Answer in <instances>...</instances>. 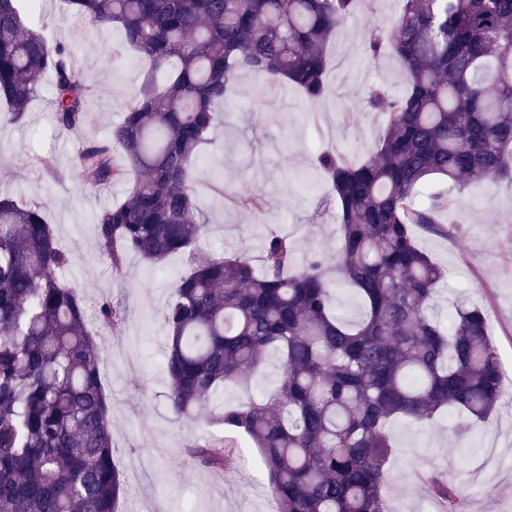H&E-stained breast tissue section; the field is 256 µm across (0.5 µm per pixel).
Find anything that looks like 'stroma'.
<instances>
[{
    "instance_id": "1",
    "label": "stroma",
    "mask_w": 512,
    "mask_h": 512,
    "mask_svg": "<svg viewBox=\"0 0 512 512\" xmlns=\"http://www.w3.org/2000/svg\"><path fill=\"white\" fill-rule=\"evenodd\" d=\"M398 0H362L337 29L327 50V95L317 102L276 87L259 97L261 81L241 73L230 85L214 131L215 143L198 162L197 204L210 224L193 253L164 265L128 256L121 274L98 254L94 217L122 200L123 184L87 189L75 164L78 149L107 138L148 75L133 50L121 49L118 29H98L63 11L61 0L28 5L31 23L72 48V63L92 92L78 131L61 132L54 88L45 81L24 119L0 113V194L40 206L58 244L73 254L64 271L86 301L87 326L105 346L102 382L111 396L115 460L127 481L119 512H277L258 448L245 436L206 420L177 418L167 402L163 315L192 260L238 252L260 261L269 229L287 233L299 259L339 248V208L330 184L313 176L314 159L332 149L363 162L373 159L387 123L368 104L372 89L397 95L406 79L397 60L365 51L369 29L387 25ZM258 193L261 213L241 208L239 195ZM422 199L437 204L444 233L420 244L447 271L438 290L442 321L452 316L456 291L468 288L487 313L502 365L512 364V173L458 193L435 179ZM111 300L123 318L102 325L99 305ZM388 465L386 512H444L420 481L437 472L459 488L468 512H512V391L484 424L459 428L451 418L433 426L396 424ZM234 444L224 469L188 460L189 445L213 438Z\"/></svg>"
}]
</instances>
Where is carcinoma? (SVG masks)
<instances>
[{
	"instance_id": "obj_1",
	"label": "carcinoma",
	"mask_w": 512,
	"mask_h": 512,
	"mask_svg": "<svg viewBox=\"0 0 512 512\" xmlns=\"http://www.w3.org/2000/svg\"><path fill=\"white\" fill-rule=\"evenodd\" d=\"M389 29L366 49L394 57L409 81L401 96L370 103L388 121L376 159L327 151L317 169L340 206L336 286L360 305L334 311L329 262L298 264L293 241L272 232L261 265L241 253L193 263L164 314V372L175 415L207 418L259 448L278 512H385L397 421L429 425L455 410L486 422L505 379L484 311L457 303L451 326L434 312L445 270L418 243L440 232L420 202L432 177L459 192L512 167V0H398ZM360 0H64L94 27L116 26L154 71L105 141L82 146L86 187L126 184L96 216L97 248L116 274L128 255L162 265L194 250L207 220L195 202L200 147L239 73L290 84L309 101L327 93L330 38ZM54 81L62 131L86 121L89 88L70 48L24 18L22 0H0V104L18 121ZM119 152L125 166L115 165ZM39 207L0 196V512H118L123 476L112 446L103 345L86 324L83 296ZM103 325L122 319L105 300ZM274 354L275 387L224 403V388ZM222 468L234 447L188 449ZM447 512L466 498L437 473L423 476Z\"/></svg>"
}]
</instances>
